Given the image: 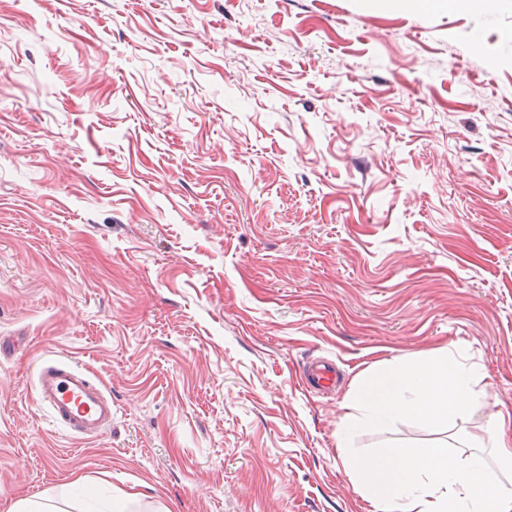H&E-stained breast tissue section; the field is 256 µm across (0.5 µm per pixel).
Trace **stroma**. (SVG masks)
Returning <instances> with one entry per match:
<instances>
[{
    "label": "stroma",
    "mask_w": 512,
    "mask_h": 512,
    "mask_svg": "<svg viewBox=\"0 0 512 512\" xmlns=\"http://www.w3.org/2000/svg\"><path fill=\"white\" fill-rule=\"evenodd\" d=\"M0 345V512H369L343 454L466 450L512 411V0H0ZM443 347L476 410L337 448L361 373ZM37 390L54 420L76 435L97 436L112 421V399L67 361L42 363Z\"/></svg>",
    "instance_id": "obj_1"
}]
</instances>
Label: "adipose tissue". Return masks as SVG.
<instances>
[{"label": "adipose tissue", "instance_id": "adipose-tissue-1", "mask_svg": "<svg viewBox=\"0 0 512 512\" xmlns=\"http://www.w3.org/2000/svg\"><path fill=\"white\" fill-rule=\"evenodd\" d=\"M475 376L472 366L449 361L441 349L415 364L391 362L365 372L349 405L374 428L405 417L443 423L476 406ZM346 466L375 512H512V487L474 453L395 446L349 457Z\"/></svg>", "mask_w": 512, "mask_h": 512}]
</instances>
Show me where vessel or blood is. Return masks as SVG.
I'll return each instance as SVG.
<instances>
[{
    "mask_svg": "<svg viewBox=\"0 0 512 512\" xmlns=\"http://www.w3.org/2000/svg\"><path fill=\"white\" fill-rule=\"evenodd\" d=\"M37 390L56 422L84 437L101 433L112 420V401L104 390L64 360L41 364Z\"/></svg>",
    "mask_w": 512,
    "mask_h": 512,
    "instance_id": "obj_1",
    "label": "vessel or blood"
}]
</instances>
